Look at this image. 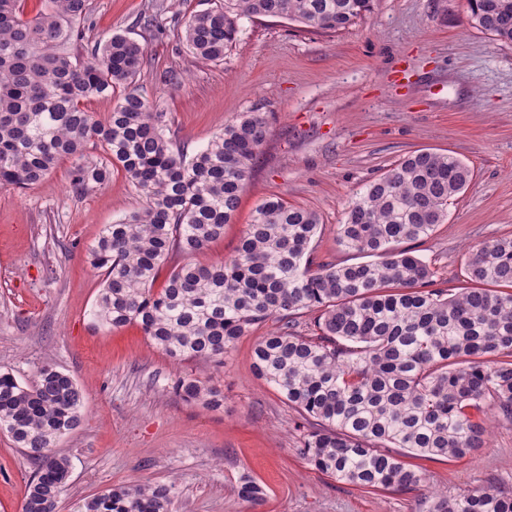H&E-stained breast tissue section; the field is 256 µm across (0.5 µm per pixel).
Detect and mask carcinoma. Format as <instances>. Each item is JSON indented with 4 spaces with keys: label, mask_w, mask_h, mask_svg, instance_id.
<instances>
[{
    "label": "carcinoma",
    "mask_w": 512,
    "mask_h": 512,
    "mask_svg": "<svg viewBox=\"0 0 512 512\" xmlns=\"http://www.w3.org/2000/svg\"><path fill=\"white\" fill-rule=\"evenodd\" d=\"M24 2L0 0V188L34 187L70 160L74 192L104 183L114 168L141 200L104 225L88 250L103 275L94 326L135 324L175 361L219 363L254 327L277 320L253 347L254 373L302 418L297 454L367 492L416 490L425 473L404 456L473 457L488 445L489 412L512 418V237L473 247L470 286L454 293L411 247L447 220L449 202L471 181L463 160L418 150L356 193L336 243L366 262L313 265L320 216L273 195L255 209L230 258L175 264V256H196L224 238L267 136L266 118L244 113L189 157L166 136L164 114L132 87L146 58L139 42L113 34L74 62L65 45L83 40L87 0H42L33 16ZM374 2L217 0L187 21L183 41L195 57L222 62L242 17L336 33ZM468 5L475 27L512 42V0ZM98 98L113 101L103 121L85 108ZM91 144L107 163L86 160ZM172 389L188 404L224 405L220 390L193 375ZM82 408L71 375L45 365L26 383L0 367V432L36 464L22 512L59 509L72 462L57 444L79 427ZM175 494L173 481H129L82 499L74 512H171ZM238 496L259 504L265 490L244 477ZM429 512H512V495L489 484L439 497Z\"/></svg>",
    "instance_id": "obj_1"
}]
</instances>
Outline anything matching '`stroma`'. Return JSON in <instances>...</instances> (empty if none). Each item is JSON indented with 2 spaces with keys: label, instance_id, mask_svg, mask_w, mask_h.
<instances>
[{
  "label": "stroma",
  "instance_id": "stroma-1",
  "mask_svg": "<svg viewBox=\"0 0 512 512\" xmlns=\"http://www.w3.org/2000/svg\"><path fill=\"white\" fill-rule=\"evenodd\" d=\"M213 0H89L90 24L72 58L118 33L147 59L135 88L166 116L174 147L194 153L225 124L258 112L268 134L223 239L201 256L233 254L255 208L271 195L317 212L314 263H354L336 229L356 192L409 152L455 154L471 168L447 220L416 245L443 286L460 287L469 246L512 235V43L474 27L468 0H379L349 30L322 33L275 18H243L223 61L192 55L181 34ZM157 15L161 31L139 18ZM70 161L40 184L0 189V366L28 382L46 365L84 393L80 427L58 443L73 471L61 512L113 485L175 481L173 512H426L429 492L456 496L495 484L512 493V421L492 420L475 458L425 462L408 494L370 493L328 477L298 453L300 416L251 367L266 322L220 366L175 362L140 328L94 327L101 276L87 258L103 225L140 206L122 173L75 194ZM194 374L224 394L218 409L187 404L171 389ZM34 471L0 432V512H21ZM263 485L260 504L237 495L242 477Z\"/></svg>",
  "mask_w": 512,
  "mask_h": 512
}]
</instances>
